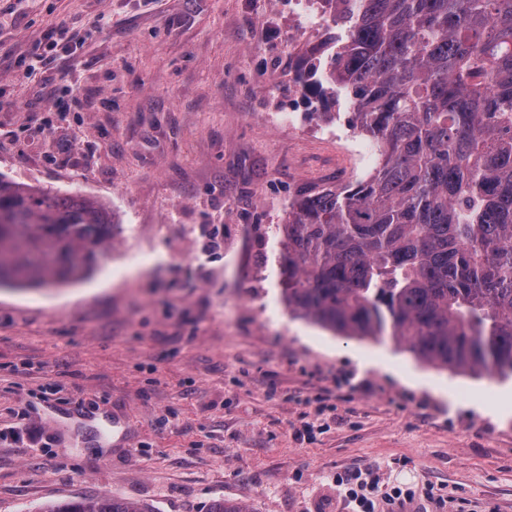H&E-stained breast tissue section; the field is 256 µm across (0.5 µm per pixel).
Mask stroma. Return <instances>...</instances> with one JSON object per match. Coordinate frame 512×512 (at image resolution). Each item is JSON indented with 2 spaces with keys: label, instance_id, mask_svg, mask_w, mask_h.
Segmentation results:
<instances>
[{
  "label": "stroma",
  "instance_id": "obj_1",
  "mask_svg": "<svg viewBox=\"0 0 512 512\" xmlns=\"http://www.w3.org/2000/svg\"><path fill=\"white\" fill-rule=\"evenodd\" d=\"M59 29L77 51L27 72ZM304 37L277 0H0V174L140 227L81 282L0 286V512H351L333 477L366 468L415 490L397 512H512V410L493 406L512 376L436 369L283 300L276 192L344 165L306 134L315 113L267 116ZM39 512H148L145 508L114 497L78 499L65 503H50L40 507Z\"/></svg>",
  "mask_w": 512,
  "mask_h": 512
}]
</instances>
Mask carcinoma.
<instances>
[{"label":"carcinoma","mask_w":512,"mask_h":512,"mask_svg":"<svg viewBox=\"0 0 512 512\" xmlns=\"http://www.w3.org/2000/svg\"><path fill=\"white\" fill-rule=\"evenodd\" d=\"M332 54L297 83L348 103L378 161L294 194L279 238L288 309L392 340L438 369L512 373V0H317ZM118 224L101 203L0 176V285L89 274ZM39 512H146L103 496Z\"/></svg>","instance_id":"cac0c4a2"}]
</instances>
